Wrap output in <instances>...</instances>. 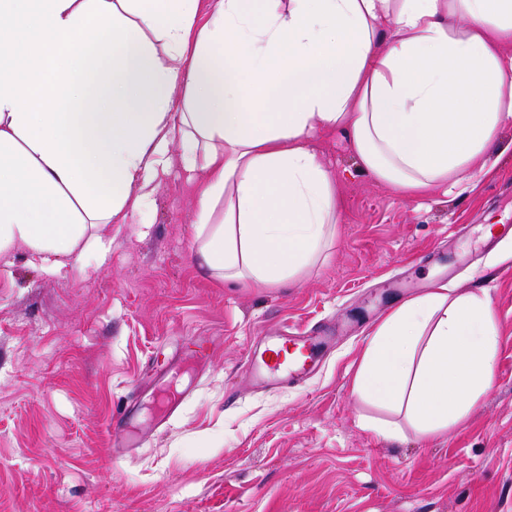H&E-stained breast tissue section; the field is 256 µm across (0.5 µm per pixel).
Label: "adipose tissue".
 I'll return each mask as SVG.
<instances>
[{
    "label": "adipose tissue",
    "instance_id": "ef3b65f1",
    "mask_svg": "<svg viewBox=\"0 0 512 512\" xmlns=\"http://www.w3.org/2000/svg\"><path fill=\"white\" fill-rule=\"evenodd\" d=\"M0 260L52 272L108 246L181 145L203 170L207 267L270 288L321 256L337 187L308 142L342 129L405 195L490 171L512 122V0H0ZM487 296L441 286L374 329L361 399L433 438L494 381Z\"/></svg>",
    "mask_w": 512,
    "mask_h": 512
}]
</instances>
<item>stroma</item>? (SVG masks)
<instances>
[{
  "label": "stroma",
  "mask_w": 512,
  "mask_h": 512,
  "mask_svg": "<svg viewBox=\"0 0 512 512\" xmlns=\"http://www.w3.org/2000/svg\"><path fill=\"white\" fill-rule=\"evenodd\" d=\"M339 187L327 262L272 288L203 264L197 184L172 162L151 208L99 225L100 260L58 273L17 249L0 265V512H512V123L463 192L405 196L362 173L339 130L311 139ZM448 283L487 294L500 326L491 389L444 437L362 401L374 326ZM330 330L314 371L261 386L251 342ZM209 349L175 413L123 446L112 415L151 401L198 340ZM401 428L398 438L377 425Z\"/></svg>",
  "instance_id": "stroma-1"
}]
</instances>
